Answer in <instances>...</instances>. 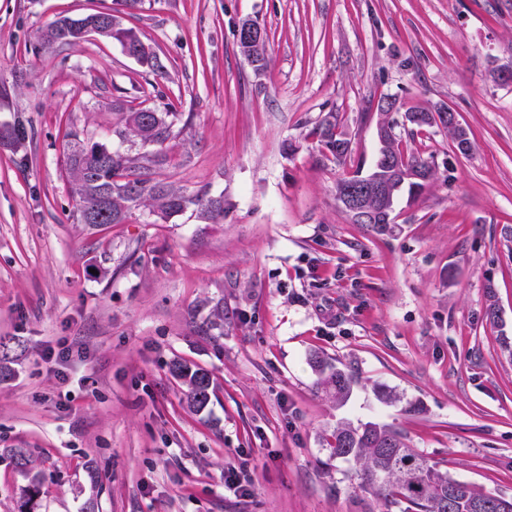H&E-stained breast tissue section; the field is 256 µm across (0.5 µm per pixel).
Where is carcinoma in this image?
<instances>
[{"label":"carcinoma","mask_w":512,"mask_h":512,"mask_svg":"<svg viewBox=\"0 0 512 512\" xmlns=\"http://www.w3.org/2000/svg\"><path fill=\"white\" fill-rule=\"evenodd\" d=\"M91 35L114 39L126 54L135 58L158 79L167 70L156 53L146 46L135 31L121 27L118 17L110 11H96L79 19L59 18L39 31L38 40L44 50L75 45ZM391 107L378 106L379 148L370 173L381 172L392 181L393 192L381 205L385 212L369 224L378 232L385 230L386 217L393 214L398 193L406 188L415 194L433 180L432 163L402 148L389 118ZM411 128L409 135L423 127H432L431 112L411 106L406 109ZM125 133L151 150L130 155L113 151L99 142L85 138L84 133L70 129L66 132L65 174L71 197L76 202L78 221L82 224L100 219L102 224H122L128 214L139 208L167 219L191 208L199 218L214 224L224 220V197L213 196L206 189L186 194L155 177L156 170L169 163L168 143L180 132L163 114L142 108L124 116ZM336 163H345L351 155L350 140L338 132V116L330 112L311 131ZM26 138L21 120L0 129V141L18 144ZM393 157L400 162L397 170L383 168L384 159ZM20 343L0 337V382L14 375ZM310 363L318 372L317 388L336 405H344L356 382L354 374L332 364L317 352ZM170 374L184 386V402L191 411L207 406L214 394L211 374L185 361L175 360ZM327 445L332 456L352 460L357 465V488L399 509V512H444L441 501L448 499V488L455 490L450 512H476L478 503L489 504L486 512H512V495L477 488L456 480L441 470L424 454L410 448L406 438L388 425L373 422L353 425L338 421L330 430ZM15 469L27 480V491L34 493L43 481L42 472L34 466L27 448H3Z\"/></svg>","instance_id":"cac0c4a2"}]
</instances>
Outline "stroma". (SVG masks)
<instances>
[{"mask_svg": "<svg viewBox=\"0 0 512 512\" xmlns=\"http://www.w3.org/2000/svg\"><path fill=\"white\" fill-rule=\"evenodd\" d=\"M94 11L167 79L113 39L39 49L46 24ZM246 19L268 35L259 73L237 46ZM510 60L512 0H0V126H27L0 145V336L26 346L0 383V449H31L37 512H385L329 455L342 418L393 425L450 476L512 494V85L490 78ZM383 96L450 106L473 150L437 127L407 135L392 113L437 174L379 235L350 222L336 182L372 165ZM170 107L184 132L158 177L223 196L222 223L135 209L79 224L66 129L135 154L125 112ZM331 111L342 165L310 135ZM315 351L355 373L345 406L317 390ZM176 359L217 381L200 412ZM230 463L253 496L225 490Z\"/></svg>", "mask_w": 512, "mask_h": 512, "instance_id": "obj_1", "label": "stroma"}]
</instances>
